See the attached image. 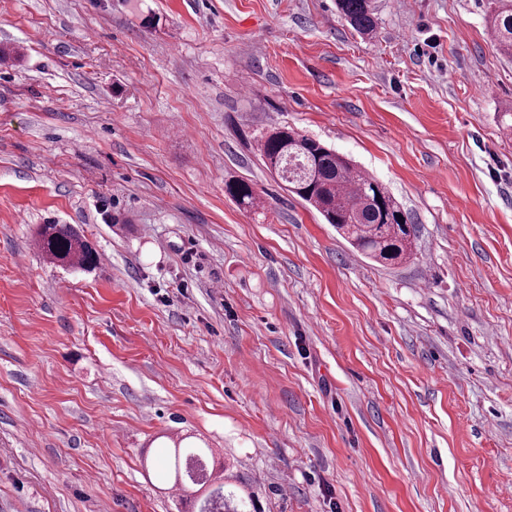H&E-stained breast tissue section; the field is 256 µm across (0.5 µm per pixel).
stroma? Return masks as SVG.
Listing matches in <instances>:
<instances>
[{
    "label": "stroma",
    "instance_id": "stroma-1",
    "mask_svg": "<svg viewBox=\"0 0 512 512\" xmlns=\"http://www.w3.org/2000/svg\"><path fill=\"white\" fill-rule=\"evenodd\" d=\"M493 0H0V512H512V58ZM287 124L385 184L381 267L264 167ZM249 182L264 206L224 191ZM71 224L90 271L51 264ZM341 17L362 37L373 38L378 30V17L371 0H336ZM496 7L488 20V29L497 49L512 56V1L494 0ZM38 247L53 262L85 270L97 265L96 250L70 224H44L39 233ZM211 452V449L208 448L182 447L180 444H176L170 452L167 464L168 471L173 475L174 485L180 486L185 491L187 487L186 480H189L193 485H200L201 488L195 492L200 491L210 477L206 470L207 457ZM192 460L198 461L200 466L203 463L197 474L190 466ZM206 503H211L214 506L209 509L201 507L200 512H248L246 502L243 499H235L233 495L224 496L222 486L209 493L204 501V504ZM217 506L222 510H217Z\"/></svg>",
    "mask_w": 512,
    "mask_h": 512
}]
</instances>
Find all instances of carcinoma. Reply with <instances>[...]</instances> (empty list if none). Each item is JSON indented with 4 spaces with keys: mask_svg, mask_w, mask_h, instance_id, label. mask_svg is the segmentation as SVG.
I'll return each instance as SVG.
<instances>
[{
    "mask_svg": "<svg viewBox=\"0 0 512 512\" xmlns=\"http://www.w3.org/2000/svg\"><path fill=\"white\" fill-rule=\"evenodd\" d=\"M341 17L361 36L372 38L378 17L371 0H336ZM488 29L497 49L512 56V0H495ZM256 146L266 169L276 175L286 190L313 207L353 248L383 265H401L415 257V230L409 215L389 190L349 159L319 140L286 126L260 135ZM238 205L250 210L259 195L243 180L225 183ZM41 253L54 262L91 270L97 265L96 250L69 224H46L39 233ZM209 448H172L167 469L174 485H205L209 480ZM205 502L213 504L200 512H247L246 502L226 496L218 488Z\"/></svg>",
    "mask_w": 512,
    "mask_h": 512,
    "instance_id": "carcinoma-1",
    "label": "carcinoma"
}]
</instances>
